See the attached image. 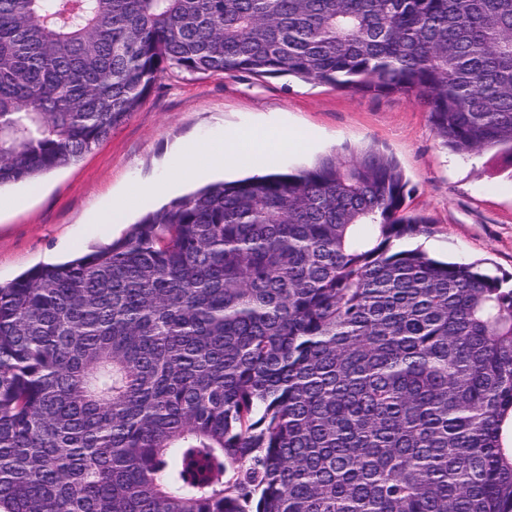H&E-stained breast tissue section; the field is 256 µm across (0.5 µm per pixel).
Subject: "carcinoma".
<instances>
[{"label": "carcinoma", "instance_id": "obj_1", "mask_svg": "<svg viewBox=\"0 0 512 512\" xmlns=\"http://www.w3.org/2000/svg\"><path fill=\"white\" fill-rule=\"evenodd\" d=\"M426 107L512 168V0H0V187L157 80ZM375 145L201 188L0 286V512H512V287Z\"/></svg>", "mask_w": 512, "mask_h": 512}]
</instances>
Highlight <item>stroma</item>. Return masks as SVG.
Returning a JSON list of instances; mask_svg holds the SVG:
<instances>
[{"label":"stroma","instance_id":"stroma-1","mask_svg":"<svg viewBox=\"0 0 512 512\" xmlns=\"http://www.w3.org/2000/svg\"><path fill=\"white\" fill-rule=\"evenodd\" d=\"M297 129L305 149H286L273 168L291 171L332 149L375 142L409 181L406 205L433 221L412 246L431 256L481 261L512 275V168L500 158L461 155L444 147L427 112L408 97L371 95L256 79L243 73L165 74L146 102L79 161L32 181L0 188V285L44 263H55L124 237L159 202L131 208L125 225L93 223L119 198L162 175L186 140L208 143L236 128Z\"/></svg>","mask_w":512,"mask_h":512}]
</instances>
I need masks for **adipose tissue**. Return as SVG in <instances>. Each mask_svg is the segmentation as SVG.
Listing matches in <instances>:
<instances>
[{
    "label": "adipose tissue",
    "mask_w": 512,
    "mask_h": 512,
    "mask_svg": "<svg viewBox=\"0 0 512 512\" xmlns=\"http://www.w3.org/2000/svg\"><path fill=\"white\" fill-rule=\"evenodd\" d=\"M296 141V134L273 128L263 133L235 130L225 134L223 140L206 145L187 143L172 175L139 186L137 198L139 202L144 203L167 195L175 181L208 177L213 167L218 165L236 167L244 165L253 174H265V160L271 146H290Z\"/></svg>",
    "instance_id": "adipose-tissue-1"
}]
</instances>
